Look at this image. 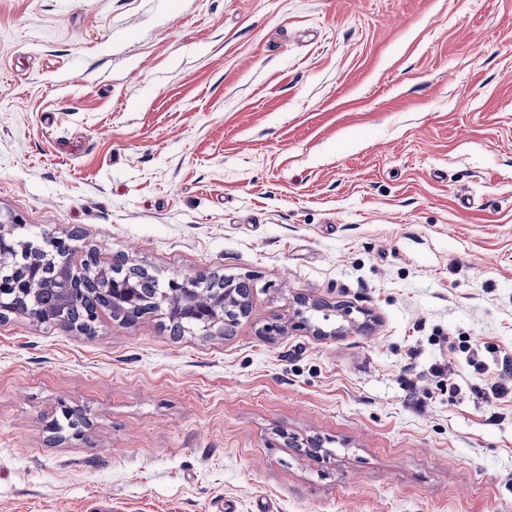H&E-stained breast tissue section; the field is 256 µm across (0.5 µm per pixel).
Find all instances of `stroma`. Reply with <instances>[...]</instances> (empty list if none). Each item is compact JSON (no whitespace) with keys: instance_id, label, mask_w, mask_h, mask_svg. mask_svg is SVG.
<instances>
[{"instance_id":"obj_1","label":"stroma","mask_w":512,"mask_h":512,"mask_svg":"<svg viewBox=\"0 0 512 512\" xmlns=\"http://www.w3.org/2000/svg\"><path fill=\"white\" fill-rule=\"evenodd\" d=\"M0 224L251 285L1 313L0 512H512V0H0ZM237 301L236 288L228 287L224 289V296L218 297L206 307L189 305L188 312L184 315V318L203 324L214 325L222 321L224 311L234 307Z\"/></svg>"}]
</instances>
